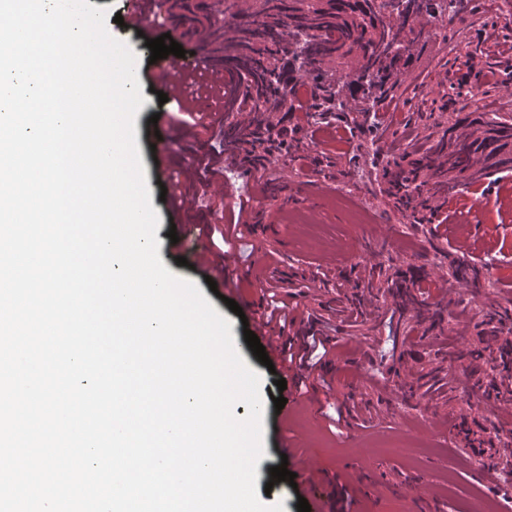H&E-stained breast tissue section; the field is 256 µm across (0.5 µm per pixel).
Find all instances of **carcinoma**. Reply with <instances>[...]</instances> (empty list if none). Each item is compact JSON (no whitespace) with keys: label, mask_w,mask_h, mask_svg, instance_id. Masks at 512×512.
Wrapping results in <instances>:
<instances>
[{"label":"carcinoma","mask_w":512,"mask_h":512,"mask_svg":"<svg viewBox=\"0 0 512 512\" xmlns=\"http://www.w3.org/2000/svg\"><path fill=\"white\" fill-rule=\"evenodd\" d=\"M461 7L462 0H234L224 13L206 16L205 34L243 85L227 110L249 115L247 123L224 130V146L255 164L288 157L291 144L272 122L280 112H309L317 124L331 119L355 124L351 112L376 117L412 71L414 47L426 26ZM426 140L419 158L397 165V172L376 170L379 192L413 214L438 197L512 169V116L470 112ZM451 275L482 287L479 271L464 259L451 267ZM369 286L391 297L398 310L414 314L424 333L442 326L443 308L429 302L419 286L406 281ZM485 315L491 342L460 352L456 360L482 362L490 371L486 384L493 385L512 340L499 339L495 310ZM509 460L507 442L497 457L477 464L501 468Z\"/></svg>","instance_id":"1"}]
</instances>
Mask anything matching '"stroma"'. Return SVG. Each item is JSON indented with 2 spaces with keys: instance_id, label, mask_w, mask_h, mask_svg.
<instances>
[{
  "instance_id": "stroma-1",
  "label": "stroma",
  "mask_w": 512,
  "mask_h": 512,
  "mask_svg": "<svg viewBox=\"0 0 512 512\" xmlns=\"http://www.w3.org/2000/svg\"><path fill=\"white\" fill-rule=\"evenodd\" d=\"M108 29L138 56L145 102L135 118L136 142L160 218L159 257L171 273L194 281L230 321L239 354L261 376L265 455L257 465L256 490L265 493L266 504L297 512L303 498L311 512H331L332 496L343 488L354 499L345 512H392L398 505L406 512H475L480 501L500 499L501 471L475 469L472 456L492 457L501 443L512 441V405L487 400L476 373L457 362L445 371L444 396L411 397L407 391L437 356L482 343L485 307L493 304L512 314V171L450 195L427 235L412 230L408 217L379 193L361 133L337 122L303 137L299 130L306 116L291 112L283 125L300 144L288 161L270 159L252 167L225 152L223 127L188 128L167 146L173 176L158 177L151 149L158 138L150 118L156 114L169 122L177 106L159 103L151 92L148 76L156 67L144 40L113 21ZM456 43L462 52L453 51ZM506 70L512 71V22L499 16L495 0H464L456 14L436 22L406 79L408 104L388 112L380 127L376 146L383 162L416 152L425 136L470 112V86H479L483 111L512 114V85L501 82ZM209 153L223 154L229 193L250 198L241 221L251 231L237 258L248 276L214 289L203 275L176 264L180 252L166 243L177 218L160 199L162 189L178 186L176 173L184 164ZM340 188L369 210L370 223H348L331 206ZM310 207L318 211L319 227L293 222V215ZM315 231L320 246L312 250L307 239ZM338 242L344 253H335ZM459 258L480 267L483 290L451 277L450 264ZM416 270L431 280L432 301L446 308L442 329L426 336L412 316H399L391 300L373 296L367 287L379 272L407 278ZM273 299L288 307L287 334L293 341L311 331L328 338L333 354L315 373L269 372L245 342L242 317L265 311ZM231 300L243 315L228 308ZM278 377L286 378L285 390L275 385ZM322 385L342 408V428H334L320 411L314 390ZM278 394L296 401L293 413L276 412L272 398ZM412 431L428 434L438 451L416 459L382 451L383 443ZM286 440L294 443L296 456L285 462L279 450ZM304 455L319 458L325 482L270 484L271 467L283 463L298 472ZM420 484L434 486V504L416 501Z\"/></svg>"
}]
</instances>
